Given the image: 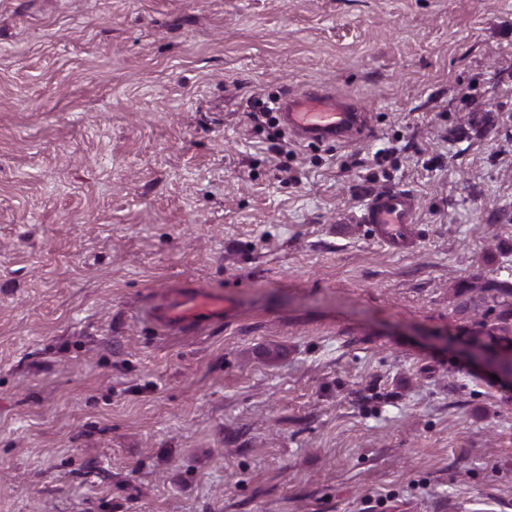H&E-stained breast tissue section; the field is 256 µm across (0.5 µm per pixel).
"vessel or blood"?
Masks as SVG:
<instances>
[{
  "label": "vessel or blood",
  "mask_w": 512,
  "mask_h": 512,
  "mask_svg": "<svg viewBox=\"0 0 512 512\" xmlns=\"http://www.w3.org/2000/svg\"><path fill=\"white\" fill-rule=\"evenodd\" d=\"M278 109L301 139L350 141L362 137L368 128L366 117L352 103L337 104L331 93L319 88L282 97ZM362 219L391 248L411 247L409 227L416 221V207L408 191L393 189L371 197ZM229 310V301L221 295L203 288H182L151 307L146 319L161 332L185 331L221 322Z\"/></svg>",
  "instance_id": "1"
}]
</instances>
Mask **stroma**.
I'll use <instances>...</instances> for the list:
<instances>
[{
  "label": "stroma",
  "mask_w": 512,
  "mask_h": 512,
  "mask_svg": "<svg viewBox=\"0 0 512 512\" xmlns=\"http://www.w3.org/2000/svg\"><path fill=\"white\" fill-rule=\"evenodd\" d=\"M310 86L370 133L249 106ZM414 192V246L372 194ZM512 0H0V512H512ZM179 285L235 317L154 331ZM361 218L373 224L376 236L394 250L411 247L409 227L415 224L416 207L408 191L393 189L371 197Z\"/></svg>",
  "instance_id": "35a3bbf8"
}]
</instances>
